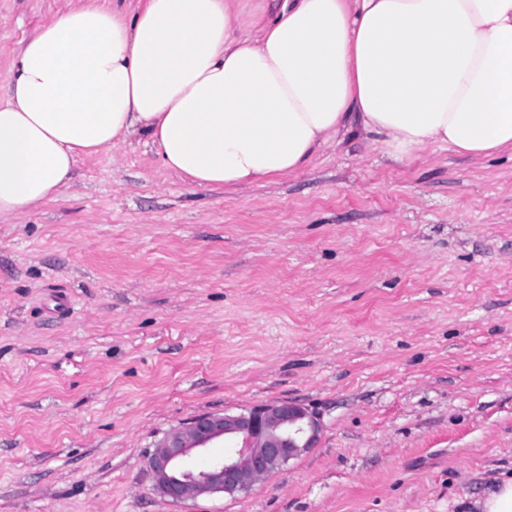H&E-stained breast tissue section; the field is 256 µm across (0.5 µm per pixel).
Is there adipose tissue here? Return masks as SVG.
<instances>
[{
	"instance_id": "obj_1",
	"label": "adipose tissue",
	"mask_w": 512,
	"mask_h": 512,
	"mask_svg": "<svg viewBox=\"0 0 512 512\" xmlns=\"http://www.w3.org/2000/svg\"><path fill=\"white\" fill-rule=\"evenodd\" d=\"M0 103V219L132 137L199 187L286 176L354 130L395 162L512 151V0H72L23 45ZM273 2L267 0L231 1L233 11L241 13L246 19L266 20L273 13Z\"/></svg>"
}]
</instances>
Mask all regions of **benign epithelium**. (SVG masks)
Wrapping results in <instances>:
<instances>
[{
    "instance_id": "1",
    "label": "benign epithelium",
    "mask_w": 512,
    "mask_h": 512,
    "mask_svg": "<svg viewBox=\"0 0 512 512\" xmlns=\"http://www.w3.org/2000/svg\"><path fill=\"white\" fill-rule=\"evenodd\" d=\"M321 417L294 402H272L237 412L200 414L163 434L149 452L153 487L172 502L250 492L264 477L317 446ZM201 469L187 462L210 455Z\"/></svg>"
}]
</instances>
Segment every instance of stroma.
I'll use <instances>...</instances> for the list:
<instances>
[{"mask_svg": "<svg viewBox=\"0 0 512 512\" xmlns=\"http://www.w3.org/2000/svg\"><path fill=\"white\" fill-rule=\"evenodd\" d=\"M67 0H0V100ZM293 401L316 448L181 503L146 455ZM512 476V151L405 164L360 133L296 174L189 186L135 137L0 223V512H477Z\"/></svg>", "mask_w": 512, "mask_h": 512, "instance_id": "obj_1", "label": "stroma"}]
</instances>
